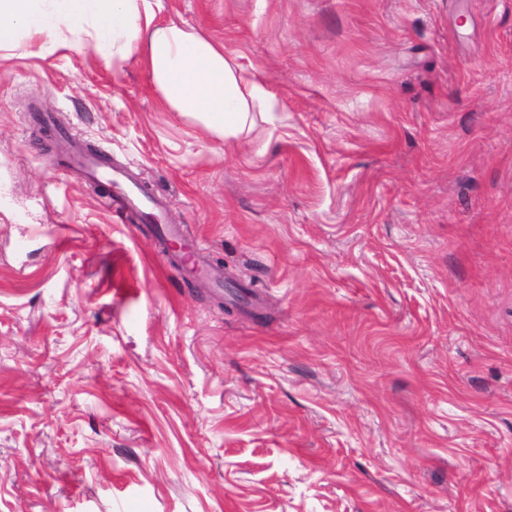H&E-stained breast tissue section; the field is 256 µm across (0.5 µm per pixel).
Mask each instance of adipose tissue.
Here are the masks:
<instances>
[{
	"label": "adipose tissue",
	"mask_w": 512,
	"mask_h": 512,
	"mask_svg": "<svg viewBox=\"0 0 512 512\" xmlns=\"http://www.w3.org/2000/svg\"><path fill=\"white\" fill-rule=\"evenodd\" d=\"M162 8V0H0V50L41 55L70 45L106 66L139 57L164 109L246 140L257 115L274 110L264 77L194 29L159 20Z\"/></svg>",
	"instance_id": "adipose-tissue-1"
}]
</instances>
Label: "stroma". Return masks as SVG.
<instances>
[{"label":"stroma","mask_w":512,"mask_h":512,"mask_svg":"<svg viewBox=\"0 0 512 512\" xmlns=\"http://www.w3.org/2000/svg\"><path fill=\"white\" fill-rule=\"evenodd\" d=\"M162 16L261 72L249 143L139 58L0 51V512H512V0ZM66 144L78 156L81 171L87 179L99 180L112 187L105 196V204L110 211L114 209L120 214H136L142 222L147 218L151 219L153 223L146 225L153 235L155 233L165 237L186 238L181 226L165 224L163 198L145 190L139 173L130 168L107 166L97 156L86 153L70 139H66ZM189 250L190 271L196 277L207 278L217 287L222 285V279L208 265L205 256L195 247L187 244Z\"/></svg>","instance_id":"35a3bbf8"}]
</instances>
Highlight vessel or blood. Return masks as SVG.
Returning a JSON list of instances; mask_svg holds the SVG:
<instances>
[{"label":"vessel or blood","instance_id":"obj_1","mask_svg":"<svg viewBox=\"0 0 512 512\" xmlns=\"http://www.w3.org/2000/svg\"><path fill=\"white\" fill-rule=\"evenodd\" d=\"M80 168L87 179L102 181L111 186L105 204L117 213H133L140 219L149 220V230L165 237L183 238L181 226L165 221L162 197L148 193L139 173L124 167L105 165L95 155L78 151Z\"/></svg>","mask_w":512,"mask_h":512}]
</instances>
